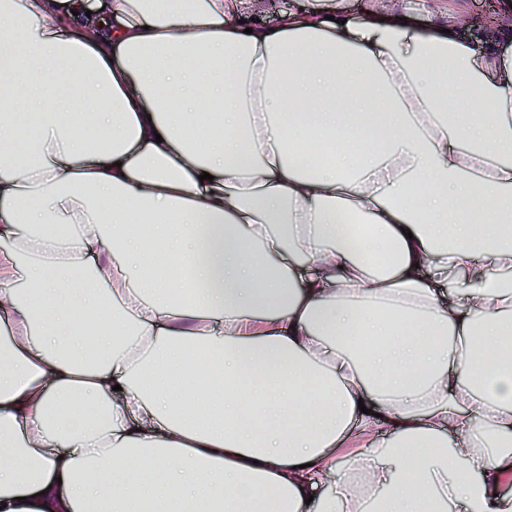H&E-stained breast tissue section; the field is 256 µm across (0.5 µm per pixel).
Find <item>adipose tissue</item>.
Segmentation results:
<instances>
[{
  "label": "adipose tissue",
  "mask_w": 512,
  "mask_h": 512,
  "mask_svg": "<svg viewBox=\"0 0 512 512\" xmlns=\"http://www.w3.org/2000/svg\"><path fill=\"white\" fill-rule=\"evenodd\" d=\"M483 27L0 0V512H512V0Z\"/></svg>",
  "instance_id": "adipose-tissue-1"
}]
</instances>
